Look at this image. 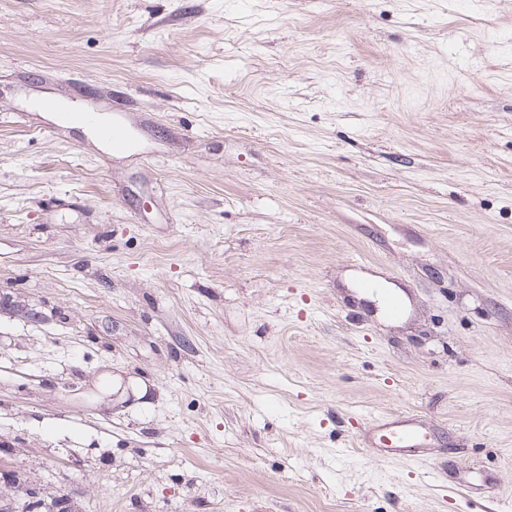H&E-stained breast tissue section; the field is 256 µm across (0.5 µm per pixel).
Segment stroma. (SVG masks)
Here are the masks:
<instances>
[{
  "instance_id": "obj_1",
  "label": "stroma",
  "mask_w": 512,
  "mask_h": 512,
  "mask_svg": "<svg viewBox=\"0 0 512 512\" xmlns=\"http://www.w3.org/2000/svg\"><path fill=\"white\" fill-rule=\"evenodd\" d=\"M33 494L512 508V0H0V512ZM380 432H386L379 439V450L384 451L388 459H408L419 461L418 459H409L413 452L420 446L418 442V430L410 419L388 420L378 429Z\"/></svg>"
}]
</instances>
